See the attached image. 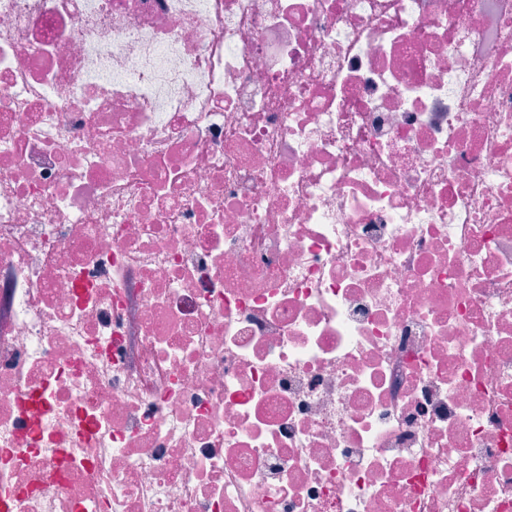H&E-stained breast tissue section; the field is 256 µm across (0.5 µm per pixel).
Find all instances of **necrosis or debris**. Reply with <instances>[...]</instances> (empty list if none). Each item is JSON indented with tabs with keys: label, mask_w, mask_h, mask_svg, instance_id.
Wrapping results in <instances>:
<instances>
[{
	"label": "necrosis or debris",
	"mask_w": 512,
	"mask_h": 512,
	"mask_svg": "<svg viewBox=\"0 0 512 512\" xmlns=\"http://www.w3.org/2000/svg\"><path fill=\"white\" fill-rule=\"evenodd\" d=\"M0 512H512V0H0Z\"/></svg>",
	"instance_id": "obj_1"
}]
</instances>
